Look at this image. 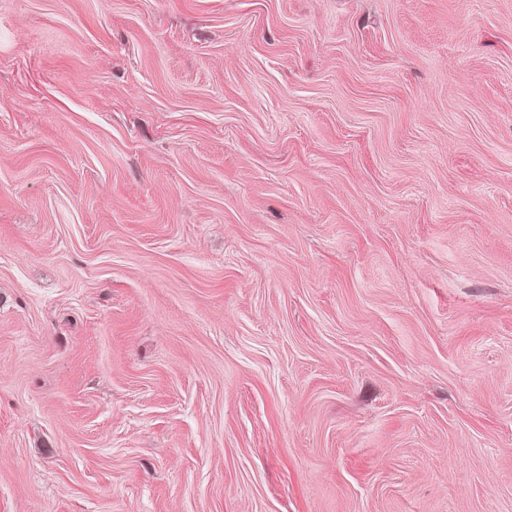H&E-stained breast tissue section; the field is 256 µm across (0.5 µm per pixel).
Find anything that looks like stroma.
Here are the masks:
<instances>
[{
	"instance_id": "1",
	"label": "stroma",
	"mask_w": 512,
	"mask_h": 512,
	"mask_svg": "<svg viewBox=\"0 0 512 512\" xmlns=\"http://www.w3.org/2000/svg\"><path fill=\"white\" fill-rule=\"evenodd\" d=\"M0 512H512V0H0Z\"/></svg>"
}]
</instances>
